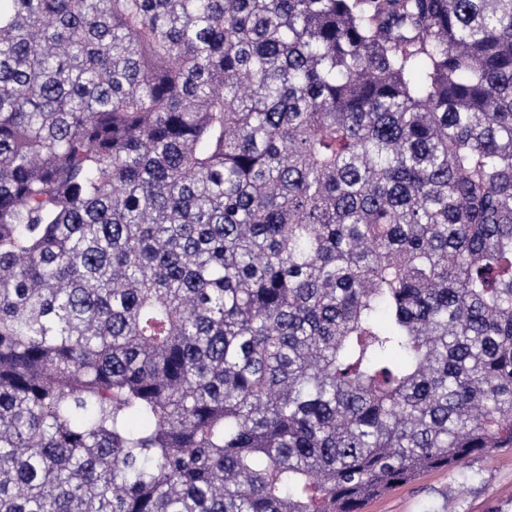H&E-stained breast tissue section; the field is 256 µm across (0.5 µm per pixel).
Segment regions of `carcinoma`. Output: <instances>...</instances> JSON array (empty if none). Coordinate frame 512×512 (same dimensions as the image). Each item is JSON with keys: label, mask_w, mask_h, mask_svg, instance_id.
<instances>
[{"label": "carcinoma", "mask_w": 512, "mask_h": 512, "mask_svg": "<svg viewBox=\"0 0 512 512\" xmlns=\"http://www.w3.org/2000/svg\"><path fill=\"white\" fill-rule=\"evenodd\" d=\"M512 448V0H0V512H360Z\"/></svg>", "instance_id": "carcinoma-1"}]
</instances>
